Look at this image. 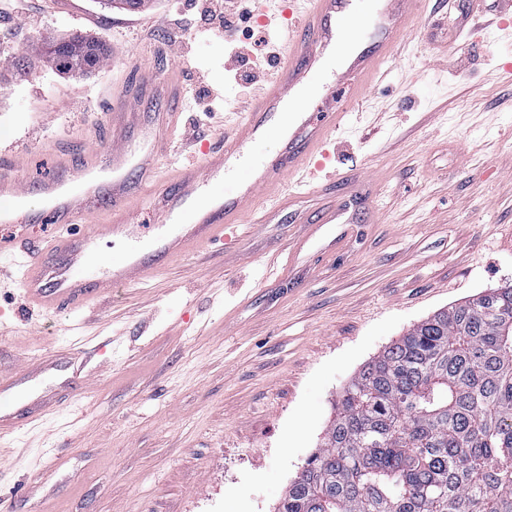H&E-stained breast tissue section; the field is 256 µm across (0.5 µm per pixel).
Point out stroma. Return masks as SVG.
<instances>
[{"label": "stroma", "instance_id": "1", "mask_svg": "<svg viewBox=\"0 0 512 512\" xmlns=\"http://www.w3.org/2000/svg\"><path fill=\"white\" fill-rule=\"evenodd\" d=\"M200 0L136 10L97 0L0 8V152L26 182L57 175L53 144L98 146L113 91L147 73L204 70L223 87L215 118L182 103L180 129L220 145L224 119L256 96L224 59L247 34L270 39L252 0L248 28L199 33ZM512 0H432L400 59L336 138L352 173L348 223L308 235L300 216L174 262L155 281L113 289L101 312L30 308L0 264V370L61 349L100 370L78 408L0 439V512H275L319 446L345 385L434 313L512 284V36L493 22ZM80 34L104 67L57 71L32 49ZM301 243L299 260L289 243ZM278 256L280 277L261 257Z\"/></svg>", "mask_w": 512, "mask_h": 512}]
</instances>
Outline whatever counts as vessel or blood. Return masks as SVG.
Masks as SVG:
<instances>
[{
    "label": "vessel or blood",
    "instance_id": "1",
    "mask_svg": "<svg viewBox=\"0 0 512 512\" xmlns=\"http://www.w3.org/2000/svg\"><path fill=\"white\" fill-rule=\"evenodd\" d=\"M373 12L361 0H286L272 16L283 50L277 76L248 112L224 133L219 146L199 148L200 161L164 169L174 111L156 113L158 134L133 143L126 122L143 88L156 77L123 86L112 98V135L83 163L57 158L63 177H48L36 187L21 178L15 161L0 155V223L27 224L35 214L25 206L30 193L45 202L44 214L56 227L53 236L33 242L0 238V256L21 269L18 286L28 304L46 313H80L112 289L149 282L174 261L225 238L226 230L252 222L266 224L322 182H346L331 169L329 147L360 99L340 97L346 78L370 86L379 65L395 60L429 0H375ZM344 54L334 80L326 66ZM276 137L273 153L256 148ZM106 163H99V154ZM148 202L154 221H140L139 205ZM100 218L88 227L91 214ZM122 240L130 249L102 259L103 239ZM91 374L79 354L61 350L32 358L19 370L0 371V397L23 399L21 408L0 405V435L20 421L35 422L55 409L78 402Z\"/></svg>",
    "mask_w": 512,
    "mask_h": 512
}]
</instances>
